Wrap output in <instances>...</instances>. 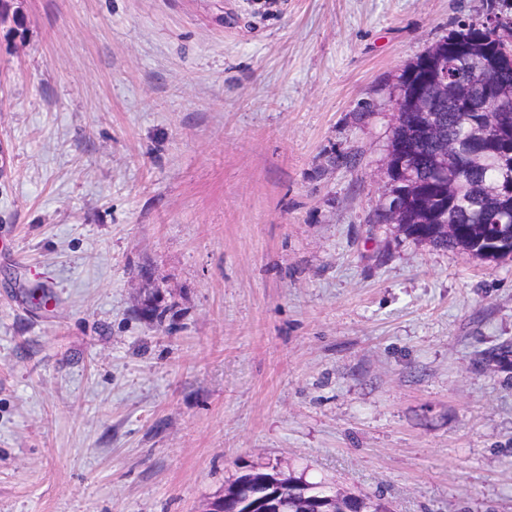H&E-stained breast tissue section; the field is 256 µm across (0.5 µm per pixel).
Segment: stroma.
Returning <instances> with one entry per match:
<instances>
[{"label":"stroma","instance_id":"stroma-1","mask_svg":"<svg viewBox=\"0 0 512 512\" xmlns=\"http://www.w3.org/2000/svg\"><path fill=\"white\" fill-rule=\"evenodd\" d=\"M11 8L0 512H205L267 464L512 512V259L373 221L397 77L483 0Z\"/></svg>","mask_w":512,"mask_h":512}]
</instances>
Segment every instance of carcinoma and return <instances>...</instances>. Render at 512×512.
<instances>
[{
    "label": "carcinoma",
    "mask_w": 512,
    "mask_h": 512,
    "mask_svg": "<svg viewBox=\"0 0 512 512\" xmlns=\"http://www.w3.org/2000/svg\"><path fill=\"white\" fill-rule=\"evenodd\" d=\"M485 12L497 14L504 27L501 33L483 32L471 22H459L431 46L433 54L458 36L471 39V54L444 58L448 79L456 94L438 100L434 111L436 137L420 139V133L405 119L391 130V137L404 144L407 168L437 196L436 205L447 207L450 231L431 224H409L404 233L412 240L444 250H459L490 261L512 259V235L506 222L512 214L501 210L503 200L512 193V136L497 138L502 128H512V0H485ZM478 120L490 129L493 141L484 147L483 160L468 158L469 120ZM458 152V167L450 171L448 183L454 187L451 199L438 196L441 180L435 167L441 148ZM499 238L497 252L486 254L488 242ZM325 496L330 512H389L379 497L345 493L325 480L309 482L288 476L278 484V496L288 512H308L303 495Z\"/></svg>",
    "instance_id": "1"
}]
</instances>
